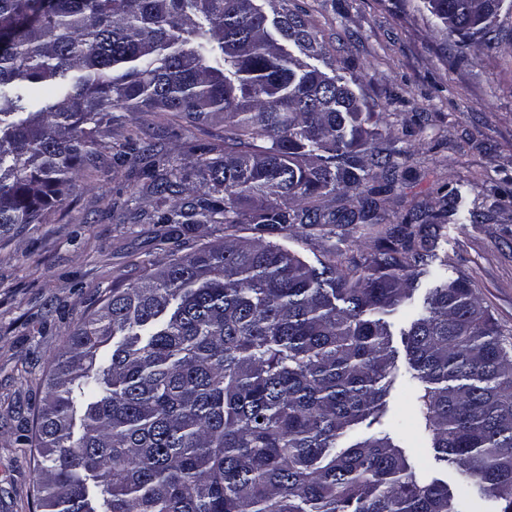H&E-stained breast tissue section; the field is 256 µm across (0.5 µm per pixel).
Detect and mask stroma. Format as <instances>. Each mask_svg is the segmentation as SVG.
I'll list each match as a JSON object with an SVG mask.
<instances>
[{
	"label": "stroma",
	"instance_id": "1",
	"mask_svg": "<svg viewBox=\"0 0 512 512\" xmlns=\"http://www.w3.org/2000/svg\"><path fill=\"white\" fill-rule=\"evenodd\" d=\"M322 43L327 61L353 74L373 112L392 130L380 148L396 166L378 174L375 200L385 221L303 235L276 228L269 240L309 264L329 252L342 260L371 251L400 224L423 227L432 257L419 292L435 276L470 283L512 342V0H503L497 45L456 52L422 0H291ZM224 136L219 123L180 127L163 117L113 126L111 145L137 137L174 162L187 143ZM142 161L117 163L104 150L97 172L79 178L43 223L0 241V512H31L33 464L22 441L45 391L49 361L106 289L138 282L143 259H164L159 239L178 254L224 237L220 224L188 228L134 222L153 211ZM412 418L402 385L386 413L362 422L357 437Z\"/></svg>",
	"mask_w": 512,
	"mask_h": 512
}]
</instances>
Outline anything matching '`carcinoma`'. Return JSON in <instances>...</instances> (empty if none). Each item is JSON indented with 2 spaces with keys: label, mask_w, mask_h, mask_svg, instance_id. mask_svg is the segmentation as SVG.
<instances>
[{
  "label": "carcinoma",
  "mask_w": 512,
  "mask_h": 512,
  "mask_svg": "<svg viewBox=\"0 0 512 512\" xmlns=\"http://www.w3.org/2000/svg\"><path fill=\"white\" fill-rule=\"evenodd\" d=\"M500 2L424 0L462 53L494 44ZM322 53L288 0L270 16L260 0H0L1 239L98 169L128 114L224 123L185 164L141 154L157 201L141 217L226 234L141 261L53 357L29 449L40 512H473L472 496L512 512V343L469 284L413 304L429 254L410 224L347 266L262 236L375 220L380 119L356 78L311 64ZM349 190L356 211L318 204ZM402 308L413 426L453 490L397 429L341 446L386 411ZM405 446V450L410 459L418 466L428 469L433 476L448 482V486L453 487L457 478L456 472L448 466H444L435 461L434 451L430 448V443L415 432V429L408 427L406 432L400 436Z\"/></svg>",
  "instance_id": "cac0c4a2"
}]
</instances>
